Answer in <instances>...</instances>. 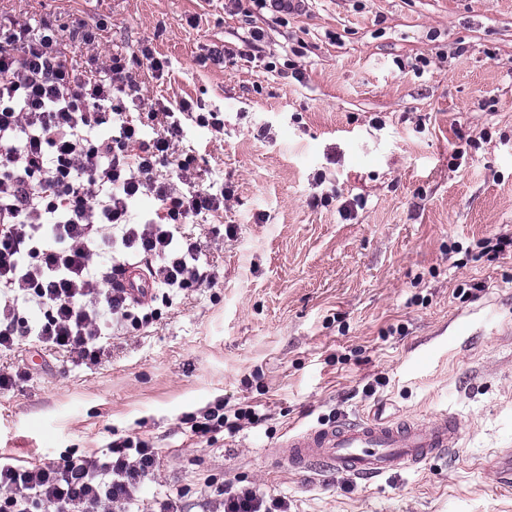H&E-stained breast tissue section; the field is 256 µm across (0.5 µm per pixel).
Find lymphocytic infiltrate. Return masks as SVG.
<instances>
[{"label":"lymphocytic infiltrate","instance_id":"lymphocytic-infiltrate-1","mask_svg":"<svg viewBox=\"0 0 512 512\" xmlns=\"http://www.w3.org/2000/svg\"><path fill=\"white\" fill-rule=\"evenodd\" d=\"M214 130L216 113H196L189 100L142 106L126 56L115 54L101 74L73 77L67 46L51 24L0 25V352L16 338L36 337L42 349L97 362L112 327L133 329L159 317L152 297L132 298L123 262L103 252L129 250L147 266L157 289L195 291L215 279L200 241L184 227L219 212L230 188H193L200 173L193 151L181 150L184 120ZM170 170L188 191L162 178ZM153 197V217L132 211ZM42 312L21 324L19 305ZM252 407L184 419L191 437L237 432L256 423ZM162 455L132 435L112 440L105 458L68 456L32 467L0 460V512H142L140 491ZM223 512H288L255 486L215 489Z\"/></svg>","mask_w":512,"mask_h":512}]
</instances>
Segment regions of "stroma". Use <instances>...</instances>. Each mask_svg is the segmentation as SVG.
Here are the masks:
<instances>
[{"label":"stroma","instance_id":"35a3bbf8","mask_svg":"<svg viewBox=\"0 0 512 512\" xmlns=\"http://www.w3.org/2000/svg\"><path fill=\"white\" fill-rule=\"evenodd\" d=\"M107 25L99 58L150 47L146 99L198 100L205 183L233 190L200 237L213 287L159 304L98 363L19 337L0 372V458L90 455L132 432L164 462L144 499L260 486L288 512H512L492 464L512 448V0H303L277 23L225 0H0V18ZM261 29L263 58L220 68L216 44ZM274 57L277 70L264 67ZM324 198L313 206V198ZM236 234L211 235L213 223ZM260 425L199 443L181 421L217 402ZM457 418L456 448L367 480L276 466L293 427L364 415Z\"/></svg>","mask_w":512,"mask_h":512}]
</instances>
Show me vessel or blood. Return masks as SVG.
Segmentation results:
<instances>
[{
	"instance_id": "1",
	"label": "vessel or blood",
	"mask_w": 512,
	"mask_h": 512,
	"mask_svg": "<svg viewBox=\"0 0 512 512\" xmlns=\"http://www.w3.org/2000/svg\"><path fill=\"white\" fill-rule=\"evenodd\" d=\"M460 438L459 423L448 415L428 423L366 416L294 431L271 454L290 467L317 463L371 478L417 466L454 447Z\"/></svg>"
}]
</instances>
